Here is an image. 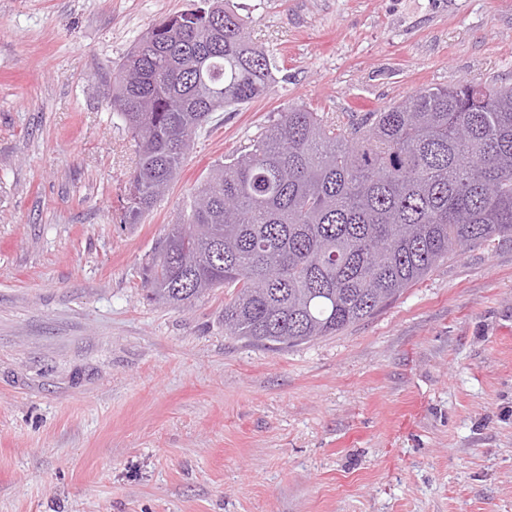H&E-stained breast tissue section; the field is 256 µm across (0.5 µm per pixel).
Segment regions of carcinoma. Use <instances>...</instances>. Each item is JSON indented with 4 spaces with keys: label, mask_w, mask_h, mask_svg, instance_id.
I'll use <instances>...</instances> for the list:
<instances>
[{
    "label": "carcinoma",
    "mask_w": 512,
    "mask_h": 512,
    "mask_svg": "<svg viewBox=\"0 0 512 512\" xmlns=\"http://www.w3.org/2000/svg\"><path fill=\"white\" fill-rule=\"evenodd\" d=\"M154 23L113 77L138 163L137 224L213 113L268 93L275 65L229 0ZM512 238V83L416 91L359 120L289 107L200 176L141 269L150 299L191 307L226 288L224 332L266 348L335 336L465 247Z\"/></svg>",
    "instance_id": "1"
}]
</instances>
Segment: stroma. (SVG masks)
Listing matches in <instances>:
<instances>
[{
	"instance_id": "1",
	"label": "stroma",
	"mask_w": 512,
	"mask_h": 512,
	"mask_svg": "<svg viewBox=\"0 0 512 512\" xmlns=\"http://www.w3.org/2000/svg\"><path fill=\"white\" fill-rule=\"evenodd\" d=\"M232 3L276 82L125 224L113 70L192 0H0V512H512V239L276 351L225 335L223 289L174 310L140 277L202 172L285 108L512 83V0Z\"/></svg>"
}]
</instances>
